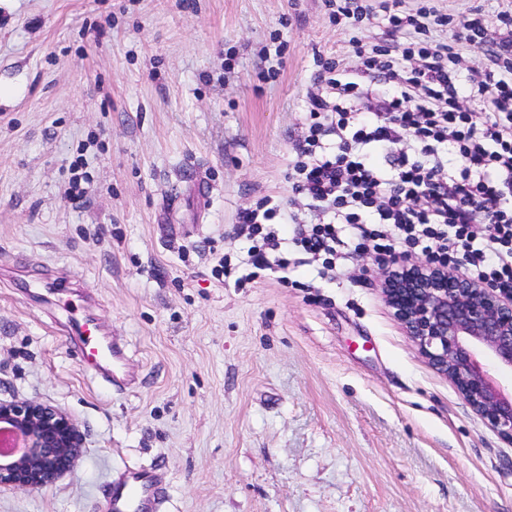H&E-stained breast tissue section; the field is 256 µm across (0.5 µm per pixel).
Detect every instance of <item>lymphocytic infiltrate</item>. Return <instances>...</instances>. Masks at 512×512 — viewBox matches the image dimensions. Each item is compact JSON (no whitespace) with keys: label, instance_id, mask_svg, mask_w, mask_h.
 <instances>
[{"label":"lymphocytic infiltrate","instance_id":"1","mask_svg":"<svg viewBox=\"0 0 512 512\" xmlns=\"http://www.w3.org/2000/svg\"><path fill=\"white\" fill-rule=\"evenodd\" d=\"M403 0H341L339 15H380L399 44L355 43L362 81L320 63L288 182L303 208L269 194L240 211L235 234L254 271L290 266L334 278L354 256L378 264L414 254L512 291V12L453 17ZM452 32L451 43L436 39ZM486 58L462 69L458 44ZM293 226L284 237L283 223Z\"/></svg>","mask_w":512,"mask_h":512}]
</instances>
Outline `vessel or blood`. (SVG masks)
I'll list each match as a JSON object with an SVG mask.
<instances>
[{
    "mask_svg": "<svg viewBox=\"0 0 512 512\" xmlns=\"http://www.w3.org/2000/svg\"><path fill=\"white\" fill-rule=\"evenodd\" d=\"M63 308L69 317L71 333L82 340L86 368L92 379H99L101 371L112 369L123 360V347L106 336L97 318L85 312L82 304L67 300ZM154 508L153 479L142 471L129 472L115 486L105 506L106 512H153Z\"/></svg>",
    "mask_w": 512,
    "mask_h": 512,
    "instance_id": "vessel-or-blood-1",
    "label": "vessel or blood"
}]
</instances>
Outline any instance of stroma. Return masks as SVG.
Segmentation results:
<instances>
[{
    "label": "stroma",
    "instance_id": "obj_1",
    "mask_svg": "<svg viewBox=\"0 0 512 512\" xmlns=\"http://www.w3.org/2000/svg\"><path fill=\"white\" fill-rule=\"evenodd\" d=\"M387 37L324 0H0V398L65 410L86 445L0 512H97L128 467L159 512H512V443L421 355L371 255L333 280L215 273L247 249L239 211L288 192L315 57L353 73V39ZM79 289L129 386L84 370L58 306Z\"/></svg>",
    "mask_w": 512,
    "mask_h": 512
}]
</instances>
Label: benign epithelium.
I'll return each mask as SVG.
<instances>
[{
  "mask_svg": "<svg viewBox=\"0 0 512 512\" xmlns=\"http://www.w3.org/2000/svg\"><path fill=\"white\" fill-rule=\"evenodd\" d=\"M385 303L422 356L464 400L512 443V394L480 357L512 371V293L422 259H399L377 271ZM22 441L0 453V490H39L74 472L83 434L61 408L35 398H0V433Z\"/></svg>",
  "mask_w": 512,
  "mask_h": 512,
  "instance_id": "7a95c632",
  "label": "benign epithelium"
}]
</instances>
